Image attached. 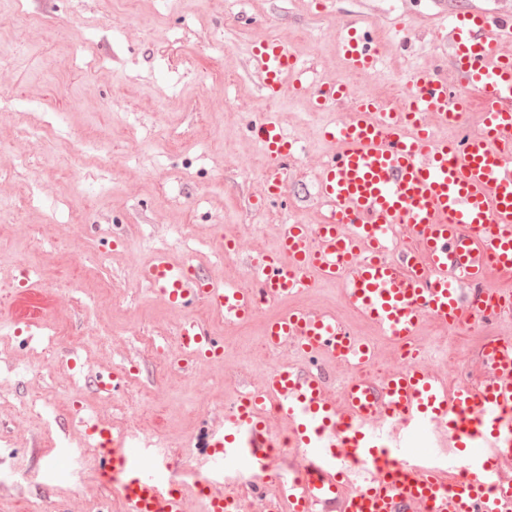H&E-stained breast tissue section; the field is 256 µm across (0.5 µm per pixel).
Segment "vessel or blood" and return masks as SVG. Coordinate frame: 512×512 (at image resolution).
Returning <instances> with one entry per match:
<instances>
[{
	"mask_svg": "<svg viewBox=\"0 0 512 512\" xmlns=\"http://www.w3.org/2000/svg\"><path fill=\"white\" fill-rule=\"evenodd\" d=\"M448 49L450 69L412 73L401 111L372 95L354 97L343 85L319 84L315 108L350 103L323 128L335 148L317 180L327 211L322 223L285 225L277 251L251 260L253 287L214 284L182 263L144 267V278L184 314L179 343L190 360L220 356L209 330L188 317L194 304L241 323L320 281L340 283L346 305L398 344L429 317L463 328L490 309H512V15L457 12L448 24ZM338 51L355 72L376 71L381 63L353 22ZM254 55L269 98L307 89L306 71L275 36L257 38ZM473 93L481 106L479 133L438 137L437 128L459 126ZM252 132L268 159L267 192L281 196L288 188L282 162L294 144L271 114ZM402 229L412 249L386 260ZM463 283L472 294L460 292ZM264 343L291 345L309 357L322 352L354 368L377 355L373 343L335 315L300 307L268 318ZM485 369L473 382L452 383L416 367L381 383L354 377L337 398L322 368L282 365L225 412L210 443L211 470L192 489L172 480L170 455H150L138 436L93 424L85 441L123 512H188L191 490L204 499L205 512H231L240 492L225 473L265 471L275 446L266 420L271 411L286 421L288 449L303 455L305 465L302 476L281 478L280 494L265 512H512V481L497 478L500 467L512 465L511 339L488 346ZM423 435L439 448L412 452Z\"/></svg>",
	"mask_w": 512,
	"mask_h": 512,
	"instance_id": "b4317fda",
	"label": "vessel or blood"
}]
</instances>
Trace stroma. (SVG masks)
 I'll return each mask as SVG.
<instances>
[{
    "mask_svg": "<svg viewBox=\"0 0 512 512\" xmlns=\"http://www.w3.org/2000/svg\"><path fill=\"white\" fill-rule=\"evenodd\" d=\"M470 6L512 13V0H0V304L14 327L0 338V512H123L80 454L84 420L126 431L141 414L146 437L161 436L174 456L190 442L202 458L247 381L241 372L225 383L224 366L249 358L264 317L247 330L196 305L222 359L164 363L182 315L142 269L163 255L233 282L221 235L259 225L269 252L281 225L323 219L311 194L334 151L322 136L334 115L303 94L267 97L257 37L288 43L316 81L345 83L337 44L355 19L382 49L380 79L399 88L444 53V16ZM269 112L297 148L278 200L249 129ZM76 262L88 283L73 280ZM24 269L35 287L14 288ZM305 299L391 353L339 285ZM63 332L76 343H60ZM109 370L125 375L114 393L95 384ZM19 466L66 476L31 483Z\"/></svg>",
    "mask_w": 512,
    "mask_h": 512,
    "instance_id": "35a3bbf8",
    "label": "stroma"
}]
</instances>
